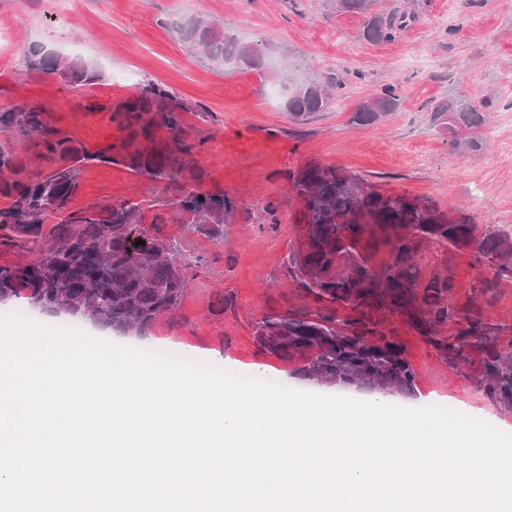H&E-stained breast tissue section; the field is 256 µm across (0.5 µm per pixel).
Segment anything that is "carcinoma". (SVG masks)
<instances>
[{"label":"carcinoma","mask_w":512,"mask_h":512,"mask_svg":"<svg viewBox=\"0 0 512 512\" xmlns=\"http://www.w3.org/2000/svg\"><path fill=\"white\" fill-rule=\"evenodd\" d=\"M376 0H328L338 13L365 16L362 35L372 42L393 39L414 19L404 9H374ZM173 32L216 68L262 69L282 90L285 109L296 122L308 121L343 89L334 74L323 78L297 75L301 66L285 48L275 49L278 65L266 67V44L240 45L201 17L175 23ZM27 69L56 73L75 86L91 85L99 73L78 58L48 53L33 46ZM400 97L388 85L362 100L351 115L353 125L384 120L399 109ZM164 86L151 83L138 95L115 104L111 119L124 131L120 144L89 152L47 120L41 105L0 108V224L22 241L46 238L31 261L0 266V303L24 296L42 312L78 315L122 333H140L159 318L174 317L190 282L191 264L172 244L144 227L139 202L123 200L104 208L73 211L79 172L91 163H116L150 181H165L180 190L183 223L213 240L224 239V224L235 205L222 192H207L202 174L186 157L196 143L187 139L184 112ZM432 124L464 152L483 146V112L466 100L450 98L432 109ZM164 131L167 138H157ZM35 139L40 155L55 169L32 174L14 152L11 138ZM303 208L302 241L291 256L292 273L316 311L289 315L272 311L256 325L260 349L286 359L298 357L305 378L338 387L358 384L380 392L409 394L416 374L405 351L381 329L382 318L402 319L450 364L478 357L477 385L507 412L512 411V339L504 342L496 329L474 315L450 339L441 335L453 321L448 303V277L426 275L419 262L425 241L457 249L475 248L486 264L512 275V233L491 229L477 235V225L448 218L445 212L403 195L368 189L359 178L333 167L310 163L292 176ZM60 224L43 233L46 217ZM143 240L145 244L135 245ZM389 248L391 260L374 268L370 253ZM354 316L339 319L337 311Z\"/></svg>","instance_id":"carcinoma-1"}]
</instances>
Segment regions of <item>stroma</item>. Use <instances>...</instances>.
<instances>
[{
    "mask_svg": "<svg viewBox=\"0 0 512 512\" xmlns=\"http://www.w3.org/2000/svg\"><path fill=\"white\" fill-rule=\"evenodd\" d=\"M411 2L417 23L375 43L361 35L363 16L336 13L326 0H70L59 19L54 0H0V106L41 104L54 127L93 151L125 136L111 120L112 104L149 83L164 84L188 108L185 131L197 144L190 167L203 172L204 189L224 192L236 204L218 243L182 224L174 186L147 183L120 164L83 167L73 209L136 200L146 220L164 217L160 236L177 242L192 265L173 320L137 335L87 322L85 333L336 395L339 387L300 377L297 360L260 350L254 337L267 312L312 307L289 271L302 224L290 173L310 163L333 167L377 192L427 200L478 230L512 231V93L505 90L512 84V0ZM197 16L239 42L288 47L311 73L339 74L345 87L309 121L294 122L265 75L228 74L185 51L170 26ZM32 45L82 59L101 78L76 89L59 75L28 71L25 52ZM389 84L401 96L398 111L379 124L351 125L359 102ZM454 96L481 105L488 118L480 151L457 154L430 120L431 105ZM269 202L275 214L266 213ZM419 258L425 273L448 278L457 316L445 336L466 327L472 307L512 336V278L496 277L472 248L428 244ZM383 327L417 374L413 393L397 395V402L452 401L512 434V413L473 381L477 364L464 370L443 362L400 319H386Z\"/></svg>",
    "mask_w": 512,
    "mask_h": 512,
    "instance_id": "obj_1",
    "label": "stroma"
}]
</instances>
